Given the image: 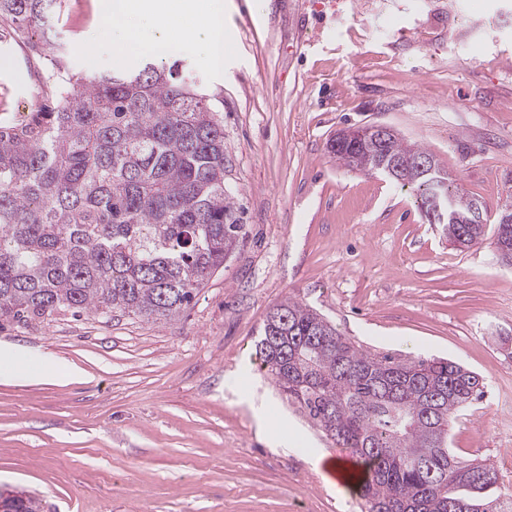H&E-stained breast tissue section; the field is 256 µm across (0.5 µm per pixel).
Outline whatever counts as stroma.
Masks as SVG:
<instances>
[{"mask_svg":"<svg viewBox=\"0 0 512 512\" xmlns=\"http://www.w3.org/2000/svg\"><path fill=\"white\" fill-rule=\"evenodd\" d=\"M61 0L52 32L88 74L169 68L224 100L227 183L245 238L183 311L0 327V493L41 512H351L314 458L337 449L289 406L255 341L292 299L371 353L445 357L482 400L450 424L458 454L512 490V267L486 234L460 251L411 194L341 166L339 129L384 124L495 215L512 194V0H224V63L203 38L121 49L124 31ZM0 37V124L49 90L32 44ZM68 374L22 383L29 371Z\"/></svg>","mask_w":512,"mask_h":512,"instance_id":"obj_1","label":"stroma"}]
</instances>
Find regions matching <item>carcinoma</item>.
Masks as SVG:
<instances>
[{
    "instance_id": "1",
    "label": "carcinoma",
    "mask_w": 512,
    "mask_h": 512,
    "mask_svg": "<svg viewBox=\"0 0 512 512\" xmlns=\"http://www.w3.org/2000/svg\"><path fill=\"white\" fill-rule=\"evenodd\" d=\"M57 0H0V23L35 53L53 105L0 125V320L114 311L174 318L224 267L244 224L226 185L224 117L211 95L145 63L124 74L82 75L54 51L45 24ZM350 170L383 156L432 157L398 133L329 146ZM409 170L423 216L447 197L448 240L470 247L486 224H464L482 202L445 178ZM494 245L512 259V198L498 209ZM261 368L333 443L362 461L353 475L362 512H512L497 470L452 448L453 414L483 395L482 376L445 358H401L357 348L297 301L275 305L256 343Z\"/></svg>"
}]
</instances>
